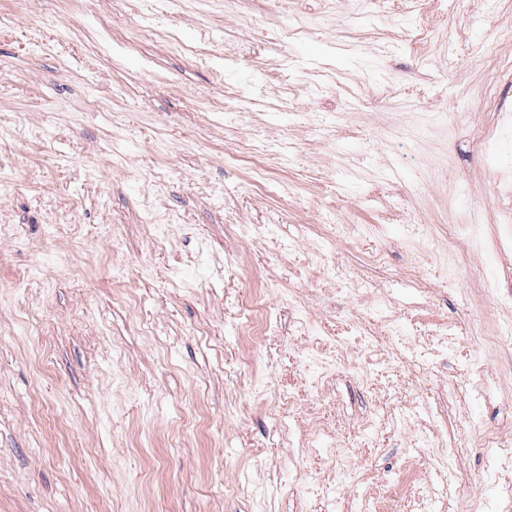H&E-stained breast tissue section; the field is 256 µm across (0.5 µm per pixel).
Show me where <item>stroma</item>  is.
<instances>
[{"label": "stroma", "instance_id": "obj_1", "mask_svg": "<svg viewBox=\"0 0 512 512\" xmlns=\"http://www.w3.org/2000/svg\"><path fill=\"white\" fill-rule=\"evenodd\" d=\"M1 18L0 512H512V0Z\"/></svg>", "mask_w": 512, "mask_h": 512}]
</instances>
